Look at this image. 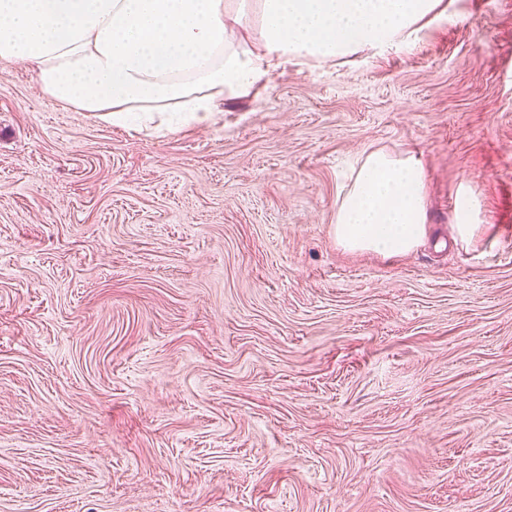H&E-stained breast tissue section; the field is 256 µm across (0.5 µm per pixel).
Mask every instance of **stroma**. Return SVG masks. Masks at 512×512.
Here are the masks:
<instances>
[{"label":"stroma","mask_w":512,"mask_h":512,"mask_svg":"<svg viewBox=\"0 0 512 512\" xmlns=\"http://www.w3.org/2000/svg\"><path fill=\"white\" fill-rule=\"evenodd\" d=\"M446 2L163 136L0 63V512H512V0ZM370 150L409 255L336 245ZM350 178L336 209L338 247L390 258L423 243L428 232L427 175L418 156L371 150L358 159Z\"/></svg>","instance_id":"stroma-1"}]
</instances>
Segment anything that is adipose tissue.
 Segmentation results:
<instances>
[{
    "label": "adipose tissue",
    "instance_id": "ef3b65f1",
    "mask_svg": "<svg viewBox=\"0 0 512 512\" xmlns=\"http://www.w3.org/2000/svg\"><path fill=\"white\" fill-rule=\"evenodd\" d=\"M443 0H0V61L30 67L52 102L135 131L214 120L274 73L416 46ZM427 175L414 153H364L339 197L334 235L385 258L428 232Z\"/></svg>",
    "mask_w": 512,
    "mask_h": 512
}]
</instances>
